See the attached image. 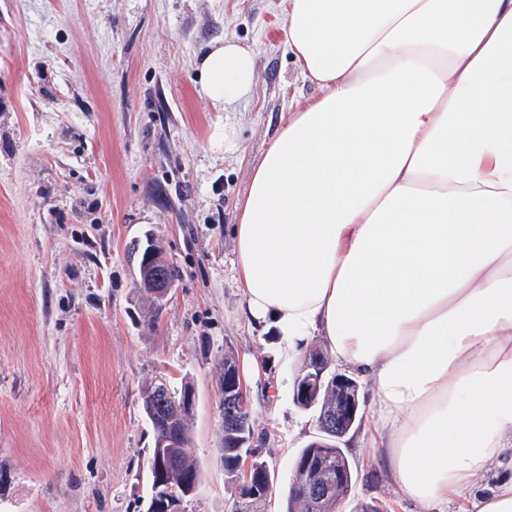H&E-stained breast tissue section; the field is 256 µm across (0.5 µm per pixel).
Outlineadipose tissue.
Listing matches in <instances>:
<instances>
[{
  "label": "adipose tissue",
  "instance_id": "adipose-tissue-1",
  "mask_svg": "<svg viewBox=\"0 0 512 512\" xmlns=\"http://www.w3.org/2000/svg\"><path fill=\"white\" fill-rule=\"evenodd\" d=\"M286 2L320 94L238 206L243 313L280 359L319 335L371 380V445L419 512H512V0ZM197 72L222 108L257 82L230 40Z\"/></svg>",
  "mask_w": 512,
  "mask_h": 512
}]
</instances>
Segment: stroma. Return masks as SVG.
Listing matches in <instances>:
<instances>
[{"label":"stroma","instance_id":"obj_1","mask_svg":"<svg viewBox=\"0 0 512 512\" xmlns=\"http://www.w3.org/2000/svg\"><path fill=\"white\" fill-rule=\"evenodd\" d=\"M286 25L284 0H0V512H139L154 446L142 396L162 378L197 395L183 512H231L228 353L274 475L267 512H285L317 413L293 402L303 359L280 360L242 312L230 226L281 115L319 94ZM224 39L259 76L226 111L196 77ZM149 237L180 273L159 307L136 286L132 247ZM360 437L341 441L354 485L340 512H411Z\"/></svg>","mask_w":512,"mask_h":512}]
</instances>
